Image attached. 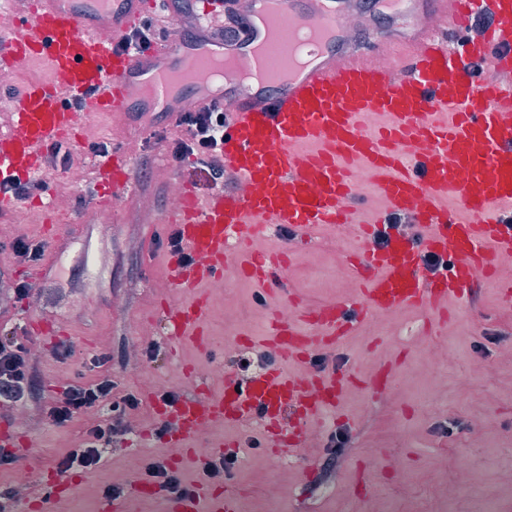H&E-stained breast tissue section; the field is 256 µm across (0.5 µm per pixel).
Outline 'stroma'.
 <instances>
[{
    "mask_svg": "<svg viewBox=\"0 0 512 512\" xmlns=\"http://www.w3.org/2000/svg\"><path fill=\"white\" fill-rule=\"evenodd\" d=\"M151 131L147 117L93 114L90 125L73 131L67 170L40 169L46 180L42 203L64 196L69 210L53 214L46 225L27 222L29 199L0 214V337H22L41 377L39 399L5 410L29 444L23 463L0 465V491L10 495L7 512H72L65 494L39 510L40 480L51 475L56 458L84 444L111 407L95 404L64 426L54 424L48 410L69 385L109 373L139 405L126 409L123 433L103 450V468L71 473L87 503L108 485L134 492L148 480L150 464L161 461L173 463L184 489L205 481L233 490L239 512H512V309L502 308L491 288L482 291L475 309L449 300L446 320L404 307L371 315L345 337L328 362L346 366L354 383L336 411L306 423L294 455L269 454L259 424L238 428L220 419L203 422L182 448L155 440L162 419L150 406L153 397L188 394L202 383L222 393L225 378L239 376L242 355L297 377L318 362H283L266 351L268 321L285 306L236 275L233 250L223 276L197 288L208 303L206 346L174 347L163 336L165 308L186 298L166 277L171 249L160 226L170 216L167 187L177 181L203 196L210 186L192 161L172 165L166 143ZM113 142L136 166L135 188L99 223L95 213L102 202L81 205L77 198L95 183L91 145ZM19 239L44 244V259L20 263L12 250ZM363 247L347 226L295 248L288 271L293 298L305 306L352 302L357 284L346 261ZM18 280L32 284L29 296L14 292ZM40 319L50 321L58 340L28 331V322ZM60 342L73 345L72 357L57 356ZM152 344L161 352L150 360L145 350ZM108 353L118 359L115 369L92 368V358ZM338 432L349 443L336 454L331 436ZM215 444L235 460L231 479L210 480L202 470V458ZM332 453L337 462L328 473L321 463ZM309 458L320 466L306 473L300 463Z\"/></svg>",
    "mask_w": 512,
    "mask_h": 512,
    "instance_id": "obj_1",
    "label": "stroma"
}]
</instances>
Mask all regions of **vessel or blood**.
Listing matches in <instances>:
<instances>
[{
    "label": "vessel or blood",
    "mask_w": 512,
    "mask_h": 512,
    "mask_svg": "<svg viewBox=\"0 0 512 512\" xmlns=\"http://www.w3.org/2000/svg\"><path fill=\"white\" fill-rule=\"evenodd\" d=\"M163 0H33L29 12L0 26V68L22 58L45 62L49 77L21 88L10 101L14 122L0 133V184L33 177L44 148L70 130L74 107L91 112H179L233 100L220 145L224 168L254 186L243 195L215 189L184 192L174 228L187 257L166 264L170 284L187 292L184 304L164 315L169 342L204 344L206 301L196 285L224 274L229 244L243 247L238 273L264 292L287 299L288 247L269 254L248 243L277 226L297 243L356 224L365 248L348 263L358 280V304L332 301L279 314L270 325L268 350L281 359L310 358L332 350L367 313L403 306L445 318L449 297L471 301L495 284L512 306V282L495 281L499 256L512 253V88L477 79L484 59L497 72L512 70V0H377L406 54L397 64H371L354 49L341 21L342 0H236L244 19L235 41H186L179 34L134 53L122 42L133 22ZM225 0H203L199 27L224 18ZM490 13L480 37L457 46L473 17ZM448 113L435 122L434 113ZM388 115L369 129L367 114ZM373 174L375 192L392 212L408 216L422 233L391 235L375 247L376 230L362 224L363 195L354 193V163ZM95 191L129 195L135 184L128 157L112 151L94 163ZM457 209H449L448 200ZM451 257L448 272L422 274L423 254ZM207 256L206 265L193 263ZM319 328L316 336L307 327ZM350 380L346 368L313 372L296 381L262 370L244 383L228 382L217 396L193 392L175 403L152 400L168 420L166 435L190 438L198 422L221 418L236 426L259 422L276 455L298 448L301 420L335 411ZM75 490L52 477L41 484L49 504ZM170 512H239L230 492L202 485L170 499Z\"/></svg>",
    "instance_id": "vessel-or-blood-1"
}]
</instances>
